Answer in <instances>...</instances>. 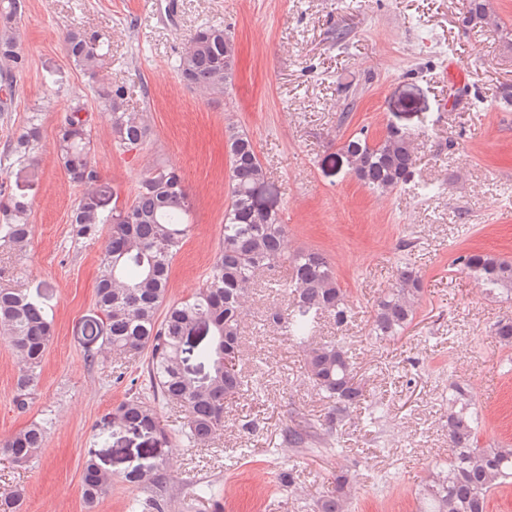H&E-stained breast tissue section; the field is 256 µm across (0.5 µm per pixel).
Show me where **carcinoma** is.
I'll list each match as a JSON object with an SVG mask.
<instances>
[{
    "mask_svg": "<svg viewBox=\"0 0 512 512\" xmlns=\"http://www.w3.org/2000/svg\"><path fill=\"white\" fill-rule=\"evenodd\" d=\"M23 0H0V90L11 98L15 73L26 60L17 51L16 25ZM462 23L466 27L503 28L488 0H465ZM68 59L80 70L93 74L108 54L104 34L72 29L65 36ZM234 37L222 26L196 29L182 47L175 69L188 85L219 100L230 95L236 62ZM112 143L120 154L138 151L147 136L144 115L127 107V90L114 83L97 91ZM229 155L230 203L224 210L221 243L205 280L188 299L166 304L169 270L183 247L188 232L187 188L180 172L157 162L140 182L130 200L118 193L103 195L93 190L102 175L91 161L92 114L78 101L65 113L57 129V147L69 179L86 188L73 207L72 242L102 240L95 302L101 318L90 323L88 336L105 337L113 354L134 360L148 355L144 385L112 410L117 427L151 429L166 437L156 404H177L188 412L182 436L193 445L205 443L224 431L226 404L249 387L239 369L241 322L251 288L259 273L270 284L289 290L286 309L270 308L265 322L305 353V372L313 386L331 402L325 419L323 444L341 447L343 424L350 410L369 399L356 377L350 347L339 340L316 342L317 320L333 317L346 325L351 306L329 258L314 249L288 250V227L279 210L263 204L259 190L267 171L250 136L236 124L225 126ZM42 139V113L31 112L22 132L0 154V164L35 178L37 152ZM415 134L392 128L375 141L362 131L341 146L355 178L378 194L406 184L416 164ZM31 201L0 185V249L21 252L29 245ZM456 263L473 276L482 290L512 301V261L490 252L470 251ZM424 282L411 267L399 270L396 282L377 298L370 335L379 341L399 338L414 322L421 305ZM202 325L210 339L203 347L189 338ZM499 343L512 347V316L504 315L490 327ZM54 335L53 321L42 304L20 288H0V336L21 356L14 402L23 407L38 389L47 348ZM196 355L210 371L198 378L185 364ZM448 465L429 474L423 488L422 512H486L489 494L512 481V448L479 445V422L468 386L452 385L448 397ZM47 423L34 422L0 444V453L16 466L30 467L44 447ZM314 431L286 429L284 443L303 448ZM128 482L144 494L131 512H171L175 497L159 459L144 471H133ZM111 484V478L88 457L83 466L82 497L95 506ZM353 486L343 467H338L333 487L315 502V512H349Z\"/></svg>",
    "mask_w": 512,
    "mask_h": 512,
    "instance_id": "cac0c4a2",
    "label": "carcinoma"
}]
</instances>
